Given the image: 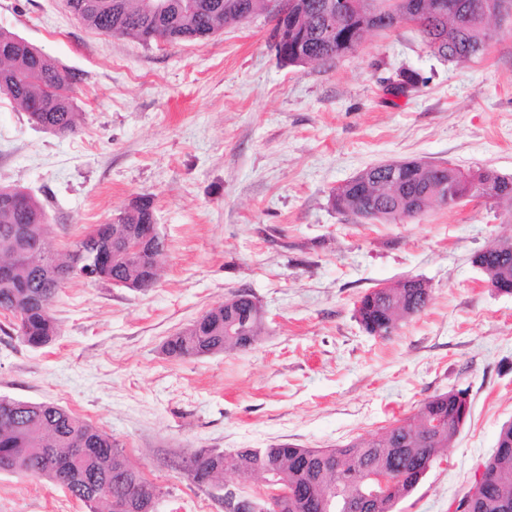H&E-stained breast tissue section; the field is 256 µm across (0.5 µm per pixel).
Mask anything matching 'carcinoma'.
I'll return each mask as SVG.
<instances>
[{"instance_id": "carcinoma-1", "label": "carcinoma", "mask_w": 512, "mask_h": 512, "mask_svg": "<svg viewBox=\"0 0 512 512\" xmlns=\"http://www.w3.org/2000/svg\"><path fill=\"white\" fill-rule=\"evenodd\" d=\"M140 0H68L70 11L85 25L117 37H134L144 43L206 40L226 24L242 23L265 10V0H207L211 7L198 11L191 0H168L161 16H148ZM328 0H308L310 11L301 23L300 45L288 57L301 53L305 64L328 63L354 51L366 35L347 18L327 13ZM484 0H371L369 7L381 16L394 10L415 16L429 51L437 58L458 63L482 56L488 46L482 12ZM336 38L323 37L327 26ZM78 75L53 61L40 49L22 43L17 35L0 30V95L19 104L36 125L55 134L75 131L72 91ZM446 182L463 195L471 180L456 166L419 165L412 173L377 164L337 187L330 196L339 214L359 223L420 220L443 205L437 187ZM48 222L43 205L32 194L0 187V311L23 319L15 326L27 345H47L58 331L51 307L63 283L45 275L33 255L44 238ZM122 231L142 239L155 223L153 200L141 196L119 218ZM23 225L21 239L14 228ZM496 242L475 254L473 262L486 277L488 287L512 284V256L499 252ZM162 252L145 255L140 267L117 257L109 258L97 280L146 291L156 284L154 273ZM250 291H244L233 310L220 303L199 316L188 328L169 339L166 354L174 358L200 357L244 349L241 340L257 339L264 318L254 313ZM431 300L423 284L417 288L371 289L355 304L354 317L370 335L384 336L388 329L422 313ZM470 415L467 391L433 395L408 417L398 419L381 433L355 439L336 448L318 450L292 444L267 448H241L233 453L201 452L193 456L198 485H207L227 473L256 475V466L273 471L275 488L282 492L281 512H322L325 494L339 490L353 505L362 500L371 476L386 472L389 484L380 490L373 512H394L459 435ZM485 481L473 498L470 512H512V422L498 435L494 453L483 462ZM0 471L43 477L66 489L90 512L106 504L107 512H143L161 489L147 480L126 458L112 437L72 411L54 404L0 396Z\"/></svg>"}]
</instances>
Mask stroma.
I'll use <instances>...</instances> for the list:
<instances>
[{"mask_svg": "<svg viewBox=\"0 0 512 512\" xmlns=\"http://www.w3.org/2000/svg\"><path fill=\"white\" fill-rule=\"evenodd\" d=\"M267 28L259 15L204 42L146 45L89 28L66 0H0V29L82 77L70 135L0 96V186L42 201L57 255L141 195L167 242L150 290L68 281L52 305L60 334L45 347L0 314V395L57 404L112 436L160 487L154 512H225V488L261 500L265 483L228 474L200 486L186 459L345 444L464 389L463 429L396 507L448 512L512 421V295L487 288L471 262L512 238L508 207L470 199L419 221L355 224L329 196L388 161L512 175V22L461 64L403 26L333 63L288 66ZM404 68L422 83L388 95L386 78ZM409 275L431 285L426 310L389 339L368 335L354 318L360 296ZM240 289L265 311L251 349L164 354ZM0 512L90 510L46 480L0 472Z\"/></svg>", "mask_w": 512, "mask_h": 512, "instance_id": "obj_1", "label": "stroma"}]
</instances>
